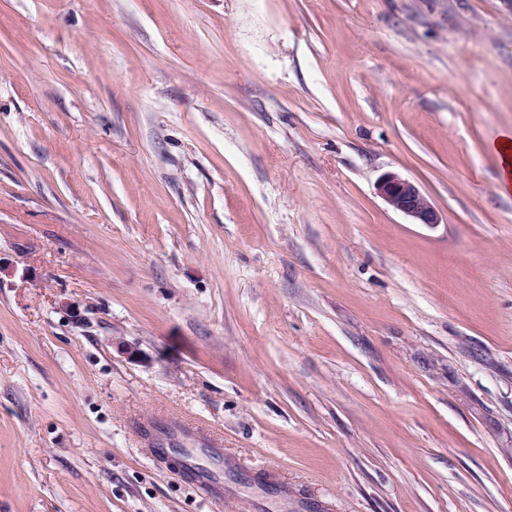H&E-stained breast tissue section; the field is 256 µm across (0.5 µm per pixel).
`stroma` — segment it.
I'll use <instances>...</instances> for the list:
<instances>
[{"instance_id": "stroma-1", "label": "stroma", "mask_w": 512, "mask_h": 512, "mask_svg": "<svg viewBox=\"0 0 512 512\" xmlns=\"http://www.w3.org/2000/svg\"><path fill=\"white\" fill-rule=\"evenodd\" d=\"M507 129V0H0V512H512ZM492 150L496 154L500 170L498 190L502 194H509L512 192V132H502L494 142ZM376 191L390 208L410 217L415 224L432 227L441 222L434 203L408 178L397 173L385 174L377 181ZM189 462L183 470V477L194 485L199 493L207 498L213 499L221 494V477L215 468L200 465L195 462L194 454L209 457L213 464L218 462L220 450L218 448H189Z\"/></svg>"}]
</instances>
